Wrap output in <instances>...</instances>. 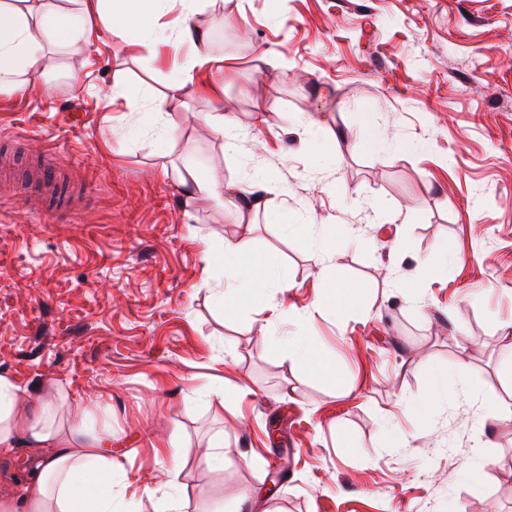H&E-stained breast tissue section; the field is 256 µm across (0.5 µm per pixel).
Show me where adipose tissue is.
<instances>
[{"label":"adipose tissue","mask_w":512,"mask_h":512,"mask_svg":"<svg viewBox=\"0 0 512 512\" xmlns=\"http://www.w3.org/2000/svg\"><path fill=\"white\" fill-rule=\"evenodd\" d=\"M76 7L60 0H0V92L41 86L49 70V44L79 39L88 49L102 40L126 44L130 30L148 38L160 32L162 0H76ZM186 11L177 29V45L187 47L189 60L172 83L179 91L194 83L197 68H220L210 52L208 33L193 16L203 0H184ZM186 196L231 204L235 209L265 207L264 185L224 182L211 174L186 168L180 176ZM233 279L221 300L226 310L245 305L253 296L274 287L288 289L285 269L273 255L256 252L245 239L225 240L213 253ZM308 316L297 318L298 335L286 344L309 372L335 379L334 366L320 353L305 331ZM94 398H87L67 424L51 422L48 398H30L9 376L0 375V459L13 457L18 446L28 450L32 466L19 493L0 495V512H113L111 428L95 429L91 419Z\"/></svg>","instance_id":"1"}]
</instances>
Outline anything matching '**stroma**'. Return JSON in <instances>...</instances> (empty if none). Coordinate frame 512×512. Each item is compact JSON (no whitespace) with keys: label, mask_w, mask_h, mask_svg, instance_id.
Here are the masks:
<instances>
[{"label":"stroma","mask_w":512,"mask_h":512,"mask_svg":"<svg viewBox=\"0 0 512 512\" xmlns=\"http://www.w3.org/2000/svg\"><path fill=\"white\" fill-rule=\"evenodd\" d=\"M194 21L224 59L203 79L224 86L232 141L196 91L168 98L183 47L74 41L51 50L49 95L0 93V139L20 158L52 147L88 191L56 223L0 202V373L61 413L100 395L117 512H155L173 468L185 512H512V421L488 409L512 408V0H226ZM153 97L176 126L167 145ZM188 164L266 181V209L187 203ZM289 224L348 234L319 264ZM238 238L293 286L225 314L206 255ZM442 244L455 264L425 270ZM322 269L359 290L311 320L333 380L273 343ZM436 367L460 385L416 418ZM163 440L177 458L156 454Z\"/></svg>","instance_id":"obj_1"}]
</instances>
